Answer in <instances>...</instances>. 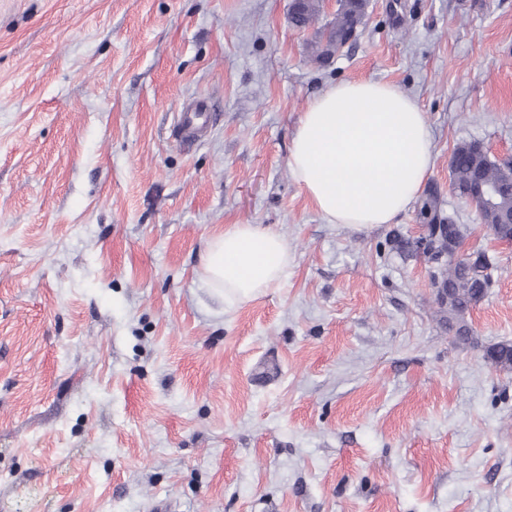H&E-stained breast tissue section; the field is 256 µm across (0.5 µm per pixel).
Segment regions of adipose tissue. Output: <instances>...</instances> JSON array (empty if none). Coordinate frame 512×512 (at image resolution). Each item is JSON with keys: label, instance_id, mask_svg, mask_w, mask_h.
<instances>
[{"label": "adipose tissue", "instance_id": "1", "mask_svg": "<svg viewBox=\"0 0 512 512\" xmlns=\"http://www.w3.org/2000/svg\"><path fill=\"white\" fill-rule=\"evenodd\" d=\"M288 165L327 223H395L434 165L426 115L390 83L332 85L302 113ZM291 260L274 227L234 224L206 241L201 278L225 300L242 301L278 285Z\"/></svg>", "mask_w": 512, "mask_h": 512}]
</instances>
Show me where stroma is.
I'll return each instance as SVG.
<instances>
[{
	"label": "stroma",
	"mask_w": 512,
	"mask_h": 512,
	"mask_svg": "<svg viewBox=\"0 0 512 512\" xmlns=\"http://www.w3.org/2000/svg\"><path fill=\"white\" fill-rule=\"evenodd\" d=\"M290 0H0V512H512V243L454 192L512 154V0H370L311 62ZM414 99L434 167L393 224L325 221L288 166L310 99ZM206 98L192 150L171 131ZM493 263L440 313L424 200ZM268 224L281 283L225 306L205 242ZM449 169L454 188L470 186L479 173L485 182L500 186L501 201L512 207V179L505 174V171L512 172V161L509 169V161L491 160L481 153L476 142H462L452 152Z\"/></svg>",
	"instance_id": "stroma-1"
}]
</instances>
